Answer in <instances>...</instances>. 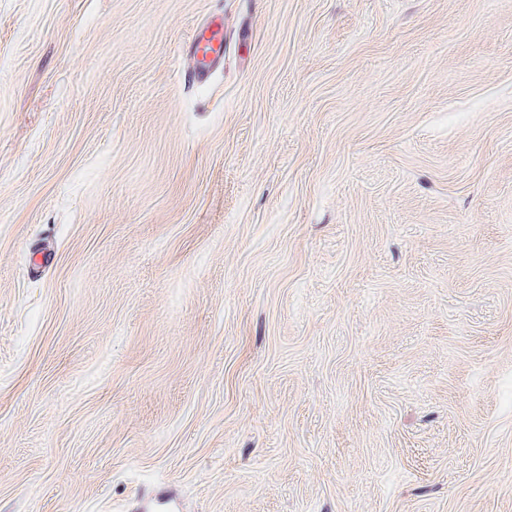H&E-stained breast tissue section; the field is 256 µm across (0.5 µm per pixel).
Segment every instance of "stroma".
<instances>
[{
	"instance_id": "obj_1",
	"label": "stroma",
	"mask_w": 512,
	"mask_h": 512,
	"mask_svg": "<svg viewBox=\"0 0 512 512\" xmlns=\"http://www.w3.org/2000/svg\"><path fill=\"white\" fill-rule=\"evenodd\" d=\"M167 484L512 512V0H0V512ZM197 68L191 76L193 82L205 83L224 61V38L220 29L198 31L192 40Z\"/></svg>"
}]
</instances>
